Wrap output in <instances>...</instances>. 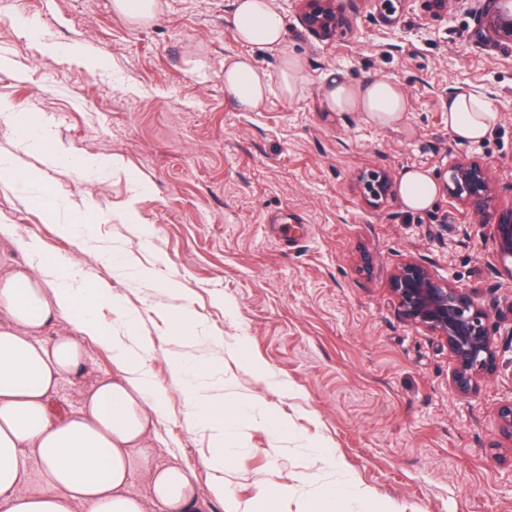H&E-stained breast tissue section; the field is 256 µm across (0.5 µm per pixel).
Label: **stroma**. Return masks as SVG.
<instances>
[{
    "mask_svg": "<svg viewBox=\"0 0 512 512\" xmlns=\"http://www.w3.org/2000/svg\"><path fill=\"white\" fill-rule=\"evenodd\" d=\"M156 20L134 25L112 0H0V106L48 129L60 154L112 158L90 178L16 148L0 118V156L29 169L0 180V274L35 254L75 264L138 318L151 367L168 395L152 435L153 462L193 470L210 512H244L266 492L272 512H303L318 490L343 482L392 512H512V450L498 447L499 406L512 400V337L498 333L497 374L463 399L451 391L452 358L440 337L401 319L389 291L408 257L482 297L512 294L490 224L438 194L421 210L401 198L360 199L356 177L421 169L440 179L465 153L489 163L491 217L512 207V52L483 47L466 9L427 15L403 0L395 27L359 0L351 31L321 42L280 0L286 36L256 53L278 77L302 64L294 98L271 91L245 110L224 91V60L251 53L232 25L234 0H159ZM43 38L101 56L45 53ZM387 78L408 99L402 120L381 127L335 112L323 92ZM468 89L498 114L476 143L448 131L449 95ZM120 254L122 270L99 250ZM189 307L202 337L192 355L215 365L225 393L288 420L275 438L235 424L223 474L204 463L208 437L189 429L183 376L171 369L170 311ZM224 340L211 348L210 337ZM84 375L60 382L55 400L79 409L92 379L115 372L110 349L88 345ZM327 448L336 466L314 457Z\"/></svg>",
    "mask_w": 512,
    "mask_h": 512,
    "instance_id": "stroma-1",
    "label": "stroma"
}]
</instances>
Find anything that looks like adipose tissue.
Returning <instances> with one entry per match:
<instances>
[{
  "mask_svg": "<svg viewBox=\"0 0 512 512\" xmlns=\"http://www.w3.org/2000/svg\"><path fill=\"white\" fill-rule=\"evenodd\" d=\"M233 26L247 55L224 61V89L243 109H258L270 89L253 51L279 47L285 37L270 0H236ZM332 110L362 112L381 126L408 110L400 87L377 79L359 87L333 82L325 90ZM448 130L460 142L484 139L497 121L491 104L472 93L448 98ZM111 309L121 323L100 317ZM72 314L75 333L49 336L51 325ZM111 347L116 372L91 381L74 412L53 401L59 382L84 366L88 342ZM150 350L138 319L119 300L58 261L14 269L0 277V512H204L192 470L151 461L149 440L166 395L150 371ZM184 394L188 424L209 439L205 464L223 472L229 461L230 424L251 420L248 406L213 385L212 367L191 368ZM143 476L147 494L133 489Z\"/></svg>",
  "mask_w": 512,
  "mask_h": 512,
  "instance_id": "obj_1",
  "label": "adipose tissue"
}]
</instances>
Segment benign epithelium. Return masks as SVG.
<instances>
[{
    "instance_id": "benign-epithelium-1",
    "label": "benign epithelium",
    "mask_w": 512,
    "mask_h": 512,
    "mask_svg": "<svg viewBox=\"0 0 512 512\" xmlns=\"http://www.w3.org/2000/svg\"><path fill=\"white\" fill-rule=\"evenodd\" d=\"M295 6L302 27L325 41L350 25V12L358 0H280ZM386 26L396 23V4L402 0H372ZM424 11L445 16L454 5L467 7L474 21L476 41L493 49L512 50V0H420ZM364 201L377 208L394 198L399 186L384 170L370 169L358 176ZM443 188L448 199L463 205L475 224H482L495 198L490 168L466 155L448 165ZM492 241L503 269L512 276V207L492 224ZM390 294L400 316L410 325L440 337L453 366L450 387L460 396L476 392L498 370V350L489 325H512V296L485 300L450 280L437 278L421 261L401 263L390 278ZM500 437L512 449V401L498 410Z\"/></svg>"
}]
</instances>
